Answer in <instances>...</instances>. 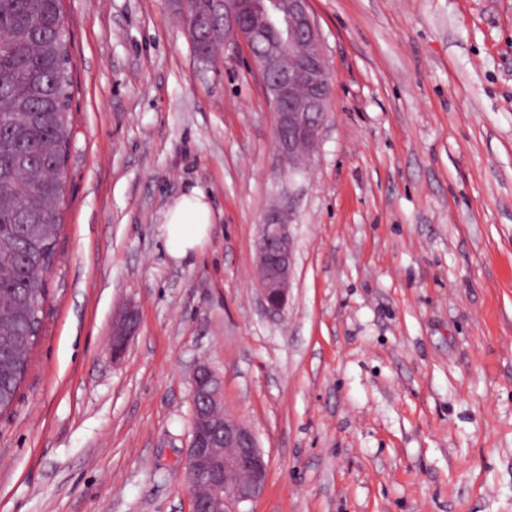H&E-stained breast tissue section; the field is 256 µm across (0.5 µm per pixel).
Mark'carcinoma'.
<instances>
[{"mask_svg":"<svg viewBox=\"0 0 512 512\" xmlns=\"http://www.w3.org/2000/svg\"><path fill=\"white\" fill-rule=\"evenodd\" d=\"M201 61L214 63L224 13L190 0ZM70 34L61 0H0V415L10 411L38 340L64 197L71 134Z\"/></svg>","mask_w":512,"mask_h":512,"instance_id":"cac0c4a2","label":"carcinoma"}]
</instances>
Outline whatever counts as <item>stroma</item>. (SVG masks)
I'll return each mask as SVG.
<instances>
[{
	"label": "stroma",
	"instance_id": "obj_1",
	"mask_svg": "<svg viewBox=\"0 0 512 512\" xmlns=\"http://www.w3.org/2000/svg\"><path fill=\"white\" fill-rule=\"evenodd\" d=\"M334 90L285 310L254 277L273 116L170 0H62L72 139L0 512H190V374L269 459L251 512H512V0H310ZM215 222L182 262L165 213ZM138 316L120 359L118 314ZM164 224L170 256L185 260L207 242L214 224V209L204 192L194 187L171 201Z\"/></svg>",
	"mask_w": 512,
	"mask_h": 512
}]
</instances>
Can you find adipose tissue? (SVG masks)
<instances>
[{
	"label": "adipose tissue",
	"instance_id": "1",
	"mask_svg": "<svg viewBox=\"0 0 512 512\" xmlns=\"http://www.w3.org/2000/svg\"><path fill=\"white\" fill-rule=\"evenodd\" d=\"M213 222L214 209L201 189L192 188L173 199L165 215L171 257L184 260L199 251L210 236Z\"/></svg>",
	"mask_w": 512,
	"mask_h": 512
}]
</instances>
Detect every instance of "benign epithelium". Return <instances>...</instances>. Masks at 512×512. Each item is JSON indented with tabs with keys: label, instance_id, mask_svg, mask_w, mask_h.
Wrapping results in <instances>:
<instances>
[{
	"label": "benign epithelium",
	"instance_id": "7a95c632",
	"mask_svg": "<svg viewBox=\"0 0 512 512\" xmlns=\"http://www.w3.org/2000/svg\"><path fill=\"white\" fill-rule=\"evenodd\" d=\"M310 0H224V48L262 47L257 67L274 116L276 175L293 180L302 159L313 154L329 110L332 84L325 67V47L310 12ZM297 196L288 192L261 219L257 281L264 308L282 312L288 304L295 243ZM136 312L118 318L112 356L137 330ZM191 439L182 465L191 496V512H246L264 492L268 461L255 432L224 411V387L207 364L191 376Z\"/></svg>",
	"mask_w": 512,
	"mask_h": 512
}]
</instances>
